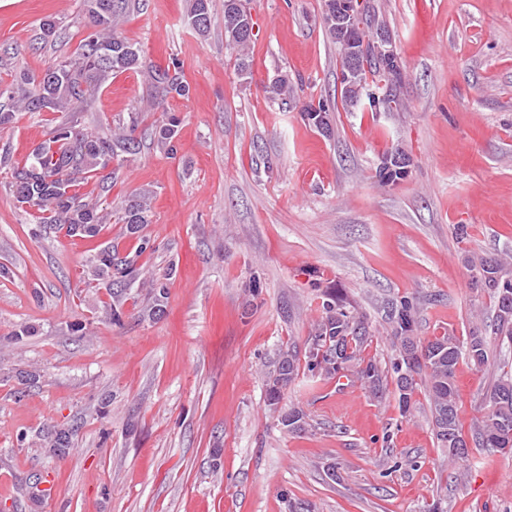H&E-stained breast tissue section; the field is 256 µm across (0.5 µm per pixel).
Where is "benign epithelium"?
<instances>
[{
  "label": "benign epithelium",
  "mask_w": 512,
  "mask_h": 512,
  "mask_svg": "<svg viewBox=\"0 0 512 512\" xmlns=\"http://www.w3.org/2000/svg\"><path fill=\"white\" fill-rule=\"evenodd\" d=\"M363 0H337L336 3V42L343 52V68L339 69V84L346 85L358 72L355 63L366 69L372 60L390 65L400 64L393 41L383 31L371 38L364 37Z\"/></svg>",
  "instance_id": "benign-epithelium-1"
}]
</instances>
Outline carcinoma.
<instances>
[{
	"label": "carcinoma",
	"mask_w": 512,
	"mask_h": 512,
	"mask_svg": "<svg viewBox=\"0 0 512 512\" xmlns=\"http://www.w3.org/2000/svg\"><path fill=\"white\" fill-rule=\"evenodd\" d=\"M101 0H81L87 16L88 32L73 55L49 66L44 80L22 72L13 82L0 90V127L12 123L17 112L48 110L67 115L66 121L55 126L50 136L37 144L27 162L13 169L9 190L17 202L36 210V223L50 232L65 231L69 237L98 236L108 224H120L123 235L133 236L137 245L120 246L116 241L105 244L85 263L87 285H96L107 291L111 302L105 313L113 324L122 321V306L127 290L137 286L149 289L152 306L149 313L162 312L167 298L163 278L145 270L140 258L153 250L150 238L142 234L144 225L151 223L152 208L146 195L135 194L116 206L101 203L105 183L116 178L118 166L125 158L136 155L143 146L136 135L137 119L127 126L103 132H92L80 127L75 113L84 110L94 100L112 76L134 71L154 91L157 103L168 98H187L190 85L185 80L182 64L173 57L164 66L149 60L141 46L116 34L117 29L133 13L140 11L143 0H106L104 12L96 11ZM187 19L200 35L212 25L210 0H187ZM245 18L235 6V0H224V36L235 53L236 73L250 74L251 39L238 34ZM59 35V21L47 18L39 25V41L49 43ZM383 79V69L372 66L354 77L350 88L341 91V101L348 108L359 105V96L368 86V78ZM271 92L281 104H288L290 81L288 74H280L271 83ZM180 119L172 112H162L150 133L152 147L165 155L177 153ZM109 174H104V171ZM467 270L475 288L487 295L493 308L491 320L472 328L468 336L458 337L443 333L426 345L417 342V302L401 296L391 300V310L385 314L391 336L399 348L408 345L435 350L418 366L410 390L401 385L402 355L391 362V370L399 394V406L409 413L415 404V394L422 385L427 398L435 437L448 449L451 460L465 459L469 447L500 453L512 448V371L496 379L483 397V412L464 424L460 415L456 370L461 361L481 370L489 364L495 342L512 343V315H502L504 301L512 303V261L496 256H474L467 260ZM321 316L313 324L304 351L286 347L279 354L277 367L270 375L266 389L267 402L279 404L283 391L299 374L312 378L334 379L342 371H351L373 395L383 393L387 376L377 362L365 356L372 334L369 329L359 333L358 322H366L339 287L321 292ZM280 423L290 432H305L311 427L309 415L300 407L292 406L281 415ZM77 428L72 424L51 422L34 431L19 434L18 441L35 442L42 448L61 455L71 448Z\"/></svg>",
	"instance_id": "carcinoma-1"
}]
</instances>
